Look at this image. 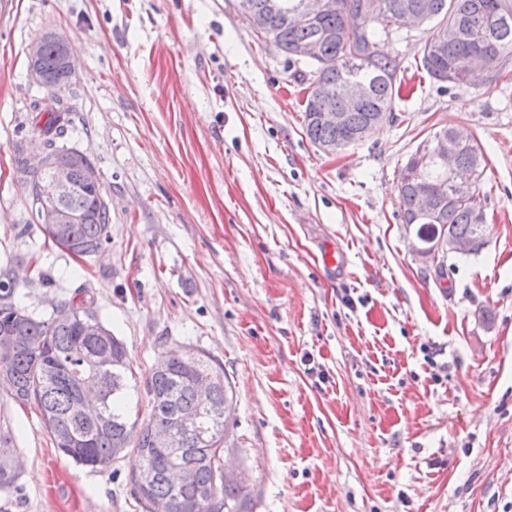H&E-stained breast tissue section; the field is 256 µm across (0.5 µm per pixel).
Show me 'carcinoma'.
<instances>
[{
	"label": "carcinoma",
	"instance_id": "carcinoma-1",
	"mask_svg": "<svg viewBox=\"0 0 512 512\" xmlns=\"http://www.w3.org/2000/svg\"><path fill=\"white\" fill-rule=\"evenodd\" d=\"M280 9L268 16L267 27L258 38L271 43L290 64L300 63L292 46L321 33L319 61L305 62L309 68L303 110L304 130L308 139L325 150L340 142L361 141V134L381 114L395 118L399 98L398 75L407 71L399 55L377 50L363 52V43L404 38L398 26L397 12L403 5L420 0H335V8L325 12L316 23L296 21L303 0H277ZM431 11L430 35L424 42L421 66L438 83L463 85L473 67L471 58L499 54L504 65L512 62V0H428ZM350 12L363 15V31L347 27ZM445 37L438 54L432 43ZM41 67L48 75V102L36 100L32 111L45 116L43 125H35L28 146L53 151L65 147L69 122L63 117L61 93L71 78L61 62L59 48L46 44ZM370 85L368 96L350 112L348 124L337 128L312 118L323 103L318 90L326 84L340 85L350 73ZM428 142H421L406 165L419 166L421 187L440 189L435 200L438 220L417 222L416 235L428 243L441 238L474 239L471 253L483 245L487 227L478 226L480 215L479 185L485 170V156L474 139L465 140L457 154L453 177L427 152ZM103 193L99 188L78 186L67 201L68 206L84 214L78 224H69L65 236L55 245L81 257L94 255L111 241L110 212L97 204ZM399 206L404 223L412 222L419 210L416 188L401 184ZM98 315L94 299L80 304L64 302L48 319L37 316L21 303L17 285L9 277L0 279V335L14 340V351L6 363V377L0 381L19 405L35 402L56 447L75 464L102 468L113 459L114 441L127 439L136 453V468L129 473L133 496L141 512H152L158 501L166 502L168 512H254L251 492L230 480L221 479L220 469L226 451L236 447L233 434L236 400L232 383L223 366L213 357L192 349L172 355L155 366L144 382L151 407L148 419L133 420L126 413L124 401L129 391L138 389L128 352L122 340L104 328L101 336H86L84 317ZM211 378V404L200 401L195 381ZM97 406H88L89 394ZM226 406L228 414L217 416L213 406ZM185 412L198 416L197 423L186 426L180 420ZM171 424L170 443L156 441L154 423ZM191 473V479L174 480L177 467ZM19 471L14 457L0 455V493L18 494Z\"/></svg>",
	"mask_w": 512,
	"mask_h": 512
}]
</instances>
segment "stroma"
Instances as JSON below:
<instances>
[{"label":"stroma","mask_w":512,"mask_h":512,"mask_svg":"<svg viewBox=\"0 0 512 512\" xmlns=\"http://www.w3.org/2000/svg\"><path fill=\"white\" fill-rule=\"evenodd\" d=\"M46 32L77 65L67 144L112 200L89 259L51 243L14 174ZM426 37L386 45L407 66L396 121L327 154L303 129L304 66L232 0H0V273L45 318L90 289L137 379L176 351L219 359L255 512H512V67L440 87L416 64ZM444 127L484 150L488 229L477 254L424 260L401 174ZM0 421L22 487L0 512H139L130 459L76 465L1 387Z\"/></svg>","instance_id":"35a3bbf8"}]
</instances>
